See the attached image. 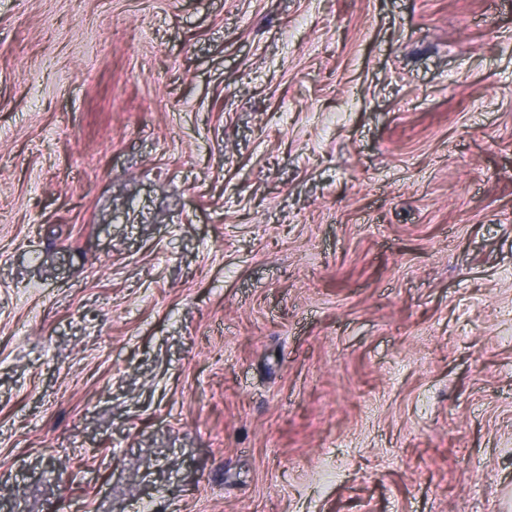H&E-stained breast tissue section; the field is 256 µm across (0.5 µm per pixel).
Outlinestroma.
<instances>
[{
	"label": "stroma",
	"instance_id": "1",
	"mask_svg": "<svg viewBox=\"0 0 512 512\" xmlns=\"http://www.w3.org/2000/svg\"><path fill=\"white\" fill-rule=\"evenodd\" d=\"M0 512H512V0H0Z\"/></svg>",
	"mask_w": 512,
	"mask_h": 512
}]
</instances>
